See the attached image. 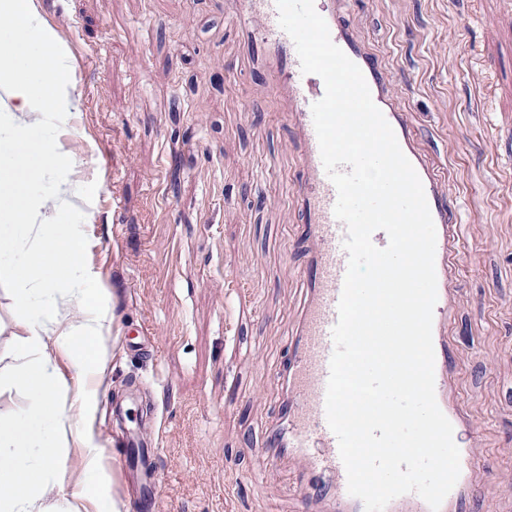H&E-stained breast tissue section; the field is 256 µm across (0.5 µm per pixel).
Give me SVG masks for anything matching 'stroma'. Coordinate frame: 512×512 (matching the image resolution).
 Segmentation results:
<instances>
[{
	"instance_id": "obj_1",
	"label": "stroma",
	"mask_w": 512,
	"mask_h": 512,
	"mask_svg": "<svg viewBox=\"0 0 512 512\" xmlns=\"http://www.w3.org/2000/svg\"><path fill=\"white\" fill-rule=\"evenodd\" d=\"M73 66L58 134L92 196L71 220L110 320L95 407L100 471L72 443L46 505L137 512L107 422L132 382L157 408V464L174 512H294L283 468L257 472L281 407L270 384L303 298L299 156L281 99L222 0H37ZM349 29L377 59L459 217L453 325L462 397L512 471V0H351ZM152 328L155 354L128 347ZM51 354L71 425L93 387Z\"/></svg>"
}]
</instances>
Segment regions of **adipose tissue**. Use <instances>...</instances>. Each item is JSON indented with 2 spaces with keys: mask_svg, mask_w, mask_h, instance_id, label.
<instances>
[{
  "mask_svg": "<svg viewBox=\"0 0 512 512\" xmlns=\"http://www.w3.org/2000/svg\"><path fill=\"white\" fill-rule=\"evenodd\" d=\"M11 20L13 51L0 58V92L15 109L0 113V285L10 286L14 326L32 355L19 372L27 399L0 414V512H48L44 492L53 479L52 464L68 447L72 430L61 417V385L51 347L64 346L75 366L97 381L107 372L106 318L92 288L88 248L70 214L84 194L71 181L73 156L57 137H43L30 150L34 130L47 116L66 121L63 106L68 69L53 44L37 31L34 0H0ZM50 177L57 203L46 210L36 189ZM87 317L73 321L75 307Z\"/></svg>",
  "mask_w": 512,
  "mask_h": 512,
  "instance_id": "1",
  "label": "adipose tissue"
}]
</instances>
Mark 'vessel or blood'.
<instances>
[{
	"mask_svg": "<svg viewBox=\"0 0 512 512\" xmlns=\"http://www.w3.org/2000/svg\"><path fill=\"white\" fill-rule=\"evenodd\" d=\"M233 20L242 29L246 47L267 76L293 121L300 146V222L298 238L307 260L300 269L305 301L298 333L289 344L288 357L274 374L284 413L272 430V440L261 453L263 464L287 463L295 478L297 512H365L363 502L347 490V475L338 441L325 411L329 362L334 350L332 330L348 265L343 248L346 226L334 215L337 190L326 174L313 124L311 106L324 86L310 87L303 74L292 38L281 29L275 0H233ZM332 41L361 69L375 105L393 128L399 145L424 187L436 228L435 269L437 302L432 336L435 352V394L439 408L455 434H466L460 448V476L443 500L439 512H470L474 495L494 501H512V482L502 480L481 443L480 426L464 409L458 390V369L449 328L459 301L456 248L459 239L455 215L436 161L417 144V137L398 101L388 89L375 58L352 37L336 10L322 13ZM148 512H171L161 491L159 468L150 456L141 460ZM385 512H430L417 494L401 495Z\"/></svg>",
	"mask_w": 512,
	"mask_h": 512,
	"instance_id": "obj_1",
	"label": "vessel or blood"
}]
</instances>
